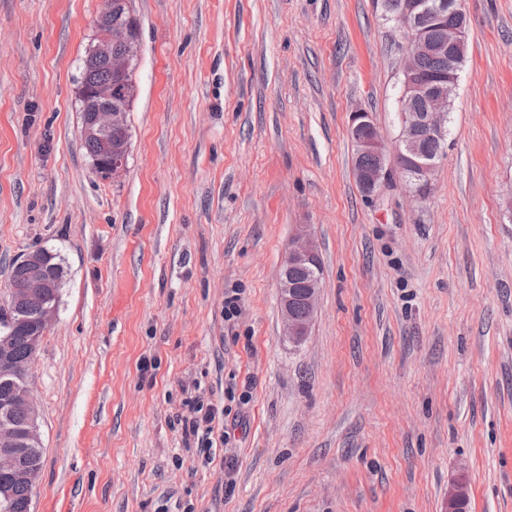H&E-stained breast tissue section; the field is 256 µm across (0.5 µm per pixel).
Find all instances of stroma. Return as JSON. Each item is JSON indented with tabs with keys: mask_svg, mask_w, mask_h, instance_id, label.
<instances>
[{
	"mask_svg": "<svg viewBox=\"0 0 512 512\" xmlns=\"http://www.w3.org/2000/svg\"><path fill=\"white\" fill-rule=\"evenodd\" d=\"M102 5L0 0V291L24 253L64 267L28 373L32 512H446L457 479L468 512H512V0H465L422 201L352 170V113L401 129L382 0H132L106 180L78 99ZM301 224L324 288L297 347L278 276ZM201 402L225 410L208 452Z\"/></svg>",
	"mask_w": 512,
	"mask_h": 512,
	"instance_id": "1",
	"label": "stroma"
}]
</instances>
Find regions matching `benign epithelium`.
<instances>
[{
  "mask_svg": "<svg viewBox=\"0 0 512 512\" xmlns=\"http://www.w3.org/2000/svg\"><path fill=\"white\" fill-rule=\"evenodd\" d=\"M388 11L389 19L403 29L408 42L402 58L401 98L408 103L421 98L423 108L419 112L408 110L402 113V133L391 150L377 134L369 113L353 114L350 130L358 139L360 151L378 156L375 165L354 171L368 195L375 194L391 173L395 172L403 179L410 168L420 173L427 189H432L437 162L420 151L421 143L425 140L439 141L447 135L448 96L455 91L458 76L451 73L439 81H430L422 76L419 60L431 52L433 46L425 21L431 20L440 29L438 49L454 53L461 48L462 21L466 20L464 0H439L433 5L427 4L426 0H403L397 5L391 0ZM450 16L458 18V21H448ZM140 53L136 18L129 13L123 21H112V0H105L96 19V35L87 50L86 60L105 62L109 78L95 84L83 83L79 88L83 138L98 145V155L92 166L103 179L110 178L126 164L128 143L112 140V133L128 127V109L117 100L132 94L130 76ZM319 264L315 242L306 231L298 232L288 243L278 281L282 335L296 346L308 338L318 296L324 288L322 275L318 273ZM19 265L24 272L8 284L6 302L0 306L9 311L23 307L35 296L47 298L30 334V345L36 352L56 315L54 297L58 279L57 275L48 273L55 268L49 252L30 251L22 257ZM297 267L310 271L308 279L301 284L288 276V272ZM20 374L21 368L14 361L10 341L5 336L0 339V382L11 384ZM16 406L23 409L25 421L21 426L5 424L0 427V473L32 487L41 465L26 463L24 449L41 442V439L37 403L28 386H23L10 399L1 402L0 411L6 414ZM468 502L467 485L462 480L455 481L448 492V512H466Z\"/></svg>",
  "mask_w": 512,
  "mask_h": 512,
  "instance_id": "obj_1",
  "label": "benign epithelium"
}]
</instances>
